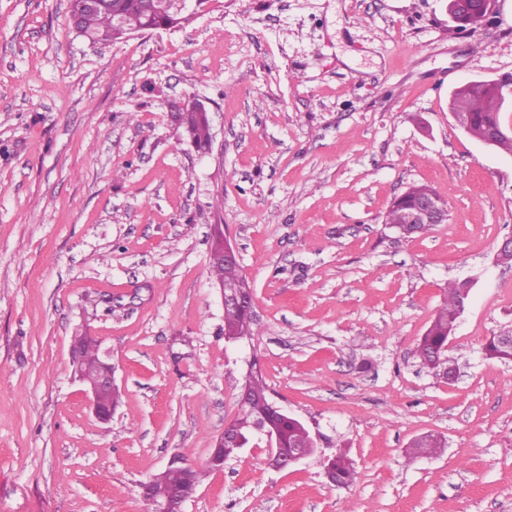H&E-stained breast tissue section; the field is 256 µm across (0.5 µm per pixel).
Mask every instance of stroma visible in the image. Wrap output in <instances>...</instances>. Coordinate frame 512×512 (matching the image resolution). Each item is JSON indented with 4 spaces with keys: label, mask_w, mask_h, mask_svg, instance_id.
Instances as JSON below:
<instances>
[{
    "label": "stroma",
    "mask_w": 512,
    "mask_h": 512,
    "mask_svg": "<svg viewBox=\"0 0 512 512\" xmlns=\"http://www.w3.org/2000/svg\"><path fill=\"white\" fill-rule=\"evenodd\" d=\"M447 3L206 0L94 45L68 0H0V512H142L175 460L203 472L184 512H512V361L483 351L512 330V155L448 109L512 74V0L475 31ZM188 96L208 149L170 117ZM414 183L448 221L406 239L385 218ZM218 230L253 292L237 342ZM463 279L451 383L414 350ZM79 326L111 352L107 424L74 374ZM251 370L318 448L278 470L259 436L205 470ZM427 433L445 448L410 455ZM340 452L346 488L324 475ZM330 474L331 480L336 483V487H349L356 478L354 462L347 454L339 453L329 458L325 465V476Z\"/></svg>",
    "instance_id": "stroma-1"
}]
</instances>
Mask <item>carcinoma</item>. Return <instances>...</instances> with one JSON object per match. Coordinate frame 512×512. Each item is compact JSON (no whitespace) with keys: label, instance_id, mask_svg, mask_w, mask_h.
Listing matches in <instances>:
<instances>
[{"label":"carcinoma","instance_id":"carcinoma-1","mask_svg":"<svg viewBox=\"0 0 512 512\" xmlns=\"http://www.w3.org/2000/svg\"><path fill=\"white\" fill-rule=\"evenodd\" d=\"M172 3L173 0H101L97 8L79 12L72 10L70 16L78 19L80 34L89 41L115 42L120 39L115 27V20L119 16L123 18L127 29L138 32L147 27L171 29L181 25V16L173 13ZM478 14V0H466V7L458 13L460 28H475ZM498 89V83L491 80L469 82L457 88L449 99V108L454 113L458 126L476 140L482 138L488 129L501 124V110L496 108ZM170 112L176 124L184 128L198 148L205 149L209 146L211 136L205 107L189 98L171 102ZM426 195L445 203L430 186L413 184L393 200L385 223L406 238L431 231V224L407 223L415 201ZM210 268L216 280L228 287H249L239 265L229 264L216 256L210 261ZM470 288L468 281L448 284L443 305L435 313L416 346V357L424 367L436 370L445 365L444 353L448 346L449 331L457 323L459 310L466 305ZM253 335L252 310L224 309L225 339L236 341ZM510 339L512 332L492 337L485 345L486 354L492 358L512 361V348L499 345V342ZM99 361V344L94 339H86L72 350L73 365L89 375L95 373ZM262 419L268 421L267 428L276 431L279 437L278 451L282 456L306 446L311 437L301 421L272 410L268 386L257 373L249 381L248 404L238 410L231 427L247 444L256 434L257 421ZM444 447L443 439L431 433L416 438L411 444L412 454L429 457L438 455ZM325 471L339 488L350 486L356 478L353 460L343 453L328 459ZM201 476V471L192 468L186 472L172 471L152 478L150 493L143 497V512H154V498L162 497L186 484L196 486Z\"/></svg>","mask_w":512,"mask_h":512}]
</instances>
